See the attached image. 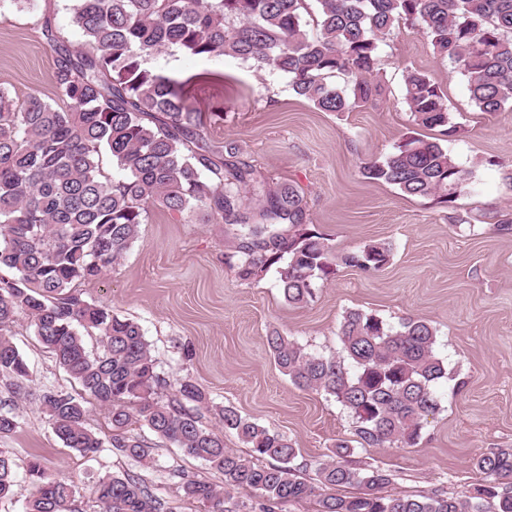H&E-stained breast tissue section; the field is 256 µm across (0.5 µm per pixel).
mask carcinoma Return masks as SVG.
Segmentation results:
<instances>
[{
    "label": "carcinoma",
    "mask_w": 512,
    "mask_h": 512,
    "mask_svg": "<svg viewBox=\"0 0 512 512\" xmlns=\"http://www.w3.org/2000/svg\"><path fill=\"white\" fill-rule=\"evenodd\" d=\"M72 23L84 38L81 50L66 44L54 16L38 22L54 54L61 104L37 95L19 101L0 87V374L12 380L13 397L28 395L29 368L10 340L24 318L80 387L75 394L47 387L38 395L65 447L88 456L109 445L147 465L153 447L130 429L145 425L223 478L221 490L171 471L183 494L207 505V512H242L233 502L239 490L260 493L250 512H279L285 502L311 500L316 512H512V448L474 458L484 482L460 495L442 487L384 494L389 475L348 460V442L337 443L330 460L300 461L283 435L232 408H210L189 379L166 380L141 327L75 288L120 262L156 205L179 216L203 208L211 222L238 227L228 266L248 283L276 269L291 305L311 301L316 282L339 264L379 272L389 262L388 247L373 243L336 254L304 222V194L290 183L258 179L248 162L224 153L207 137L200 110L187 103L178 82L144 61L170 47L251 61L286 76L293 92L317 110L350 112L379 94V45L401 24L425 34L437 54L460 67L481 111L502 112L512 108V0H73ZM338 74L347 77V87L333 81ZM405 100L417 125L440 127L444 136L456 132L440 88L413 67L406 69ZM104 150L120 177L103 172ZM361 169L372 181L443 203L467 186L466 172L447 149L415 137ZM93 335L94 349L87 341ZM338 338L349 368L277 331L268 346L296 386L348 410L360 447L417 445L438 408L433 386L446 375L436 330L421 319L393 327L351 310ZM90 399L109 414L107 440L89 425ZM210 411L248 454L225 447L224 434L203 424ZM18 426L3 403L0 437ZM28 476L24 512H73V485L46 476L37 458ZM346 486L362 492L335 493ZM92 492L101 512H168L134 475L101 477ZM20 493L12 461L0 450V499Z\"/></svg>",
    "instance_id": "carcinoma-1"
}]
</instances>
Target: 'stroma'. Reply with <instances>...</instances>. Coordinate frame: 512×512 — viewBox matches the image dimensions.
<instances>
[{
    "instance_id": "obj_1",
    "label": "stroma",
    "mask_w": 512,
    "mask_h": 512,
    "mask_svg": "<svg viewBox=\"0 0 512 512\" xmlns=\"http://www.w3.org/2000/svg\"><path fill=\"white\" fill-rule=\"evenodd\" d=\"M47 12L68 45L81 47L71 0L0 9V87L22 99L55 97L54 59L38 28ZM145 66L179 81L185 98L201 109L209 137L235 148L257 176L299 187L306 223L336 253L383 243L391 257L372 276L337 266L318 282L313 300L297 307L285 301L275 272L251 283L235 277L225 262L234 251V226L209 222L202 209L175 218L154 206L120 263L81 284L84 297L136 321L167 379L191 378L211 402L285 435L308 460L353 439V420L333 398L283 375L268 335L280 332L342 361L338 332L347 311L394 325L426 320L448 369L435 386L437 412L415 447H359L353 458L390 474L394 492H458L479 483L475 455L512 448V231L501 228L512 221V112L480 111L458 65L436 54L424 34L402 26L380 46L381 96L350 112L318 111L294 94L286 77L231 58L169 49ZM409 66L440 88L455 135L416 125L405 102ZM413 136L440 142L466 172L467 187L452 202L407 196L361 174L362 162L384 158ZM12 341L31 372L29 395L15 407L20 424L0 438L19 485H26L27 464L37 457L49 476L75 485L77 512H99L88 487L112 473L138 476L176 512H204L180 496L169 476L174 468L209 474L180 448L157 442L146 467L113 448L85 458L64 447L37 396L46 385L70 391L74 384L32 327L17 326Z\"/></svg>"
}]
</instances>
